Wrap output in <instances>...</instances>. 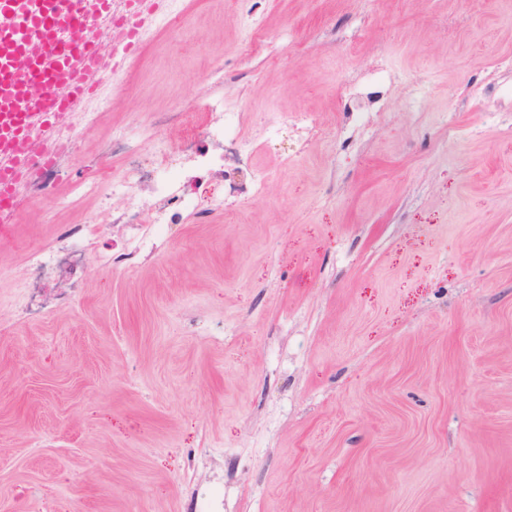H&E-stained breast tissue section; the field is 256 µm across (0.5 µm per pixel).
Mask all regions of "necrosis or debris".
Returning <instances> with one entry per match:
<instances>
[{"label":"necrosis or debris","mask_w":512,"mask_h":512,"mask_svg":"<svg viewBox=\"0 0 512 512\" xmlns=\"http://www.w3.org/2000/svg\"><path fill=\"white\" fill-rule=\"evenodd\" d=\"M103 97L90 99L85 111L63 113L54 120V139L58 149L56 166L33 170L23 183L24 188L35 187L38 180L56 176L57 166L76 149L75 130L93 121ZM210 121L206 128L208 148L190 147L186 150L187 161L183 164L170 162L163 147H155V159L151 165L136 169L135 178L119 176L111 187L136 198L147 193L157 198L158 209L150 223H140L137 207L113 216V224L125 229L128 236L126 251L120 255L100 253L104 267H137L152 256L157 244L163 243L170 225L179 223L187 215H204L205 210L196 197L186 188L198 178L199 170L215 171L223 175L231 193L253 195L261 193L265 177L257 171L255 147L243 129V114L225 103L223 96L210 98ZM96 228L91 224L61 225L56 238L46 248L31 254L29 258L32 282L46 283L67 274L77 276L82 253L95 249Z\"/></svg>","instance_id":"obj_1"}]
</instances>
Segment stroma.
Returning a JSON list of instances; mask_svg holds the SVG:
<instances>
[{
  "label": "stroma",
  "instance_id": "1",
  "mask_svg": "<svg viewBox=\"0 0 512 512\" xmlns=\"http://www.w3.org/2000/svg\"><path fill=\"white\" fill-rule=\"evenodd\" d=\"M186 8L0 226V313L60 225L124 247L113 132L201 145L221 89L254 138L328 135L287 165L289 126L267 193L0 320V512H512V0Z\"/></svg>",
  "mask_w": 512,
  "mask_h": 512
}]
</instances>
